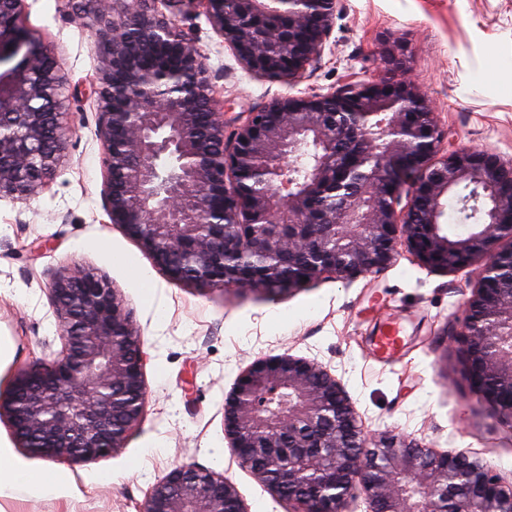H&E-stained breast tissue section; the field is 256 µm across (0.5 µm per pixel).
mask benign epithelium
I'll use <instances>...</instances> for the list:
<instances>
[{"mask_svg":"<svg viewBox=\"0 0 512 512\" xmlns=\"http://www.w3.org/2000/svg\"><path fill=\"white\" fill-rule=\"evenodd\" d=\"M199 3L251 73L295 83L321 57L338 0H169ZM23 0H0V197L38 193L67 149L68 80L19 24ZM100 59L97 133L110 223L197 288L281 291L325 273L353 280L393 264L403 244L425 266L480 261L457 336L471 387L512 424V163L486 151L443 150L430 99L409 79L347 83L325 95L272 99L226 131L211 78L191 42L176 64L142 67L176 39L170 16L131 0L81 4ZM288 17V28L262 21ZM388 69H406L396 46ZM314 146L303 182L288 179ZM480 191V219L462 234L442 222L448 198ZM407 192L406 205L396 204ZM340 193L318 214L315 200ZM62 351L19 370L0 419L32 454L71 463L123 446L147 397L141 336L114 290L79 270L51 274ZM224 435L241 466L292 512H512V481L465 452L396 435L367 439L342 383L284 353L255 360L224 401ZM143 512H248L234 485L207 469L172 468Z\"/></svg>","mask_w":512,"mask_h":512,"instance_id":"obj_1","label":"benign epithelium"}]
</instances>
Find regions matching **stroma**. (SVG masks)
<instances>
[{
  "label": "stroma",
  "instance_id": "35a3bbf8",
  "mask_svg": "<svg viewBox=\"0 0 512 512\" xmlns=\"http://www.w3.org/2000/svg\"><path fill=\"white\" fill-rule=\"evenodd\" d=\"M20 22L53 50L77 98L61 166L30 201L0 198V393L18 370L59 355L48 288L50 272L64 266L102 277L122 299L142 336L147 399L123 448L71 466L70 495L18 489L0 498V512H142L152 485L178 465L224 474L248 512H289L224 437V400L242 372L283 353L336 376L369 437L464 450L512 477V427L468 386L456 336L480 265L437 271L403 247L379 273L351 281L325 274L290 291L171 280L103 207L98 102L79 94L99 70L86 21L70 0H24ZM175 27L198 48L226 127L285 93L378 79L386 73L382 48L395 43L450 149L512 161V0H340L323 54L292 87L248 73L204 12L178 13ZM140 270L148 282L137 279ZM383 317L402 327L393 360L374 352Z\"/></svg>",
  "mask_w": 512,
  "mask_h": 512
}]
</instances>
